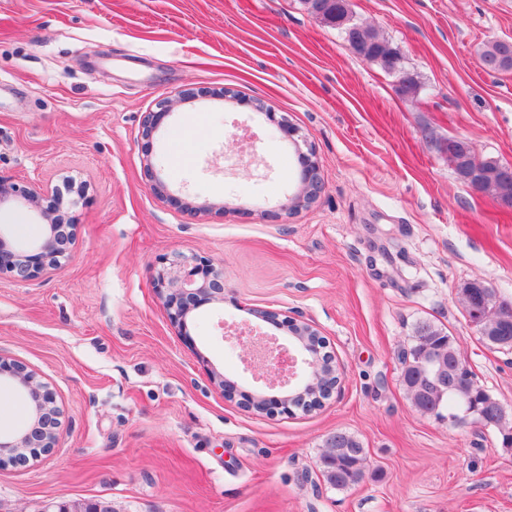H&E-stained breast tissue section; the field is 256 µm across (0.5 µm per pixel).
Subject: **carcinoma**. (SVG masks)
I'll use <instances>...</instances> for the list:
<instances>
[{
    "label": "carcinoma",
    "instance_id": "obj_1",
    "mask_svg": "<svg viewBox=\"0 0 512 512\" xmlns=\"http://www.w3.org/2000/svg\"><path fill=\"white\" fill-rule=\"evenodd\" d=\"M307 9L323 23L338 29L350 48L360 57L377 62L381 67L395 64L385 47V40L370 27L350 34L347 27L337 24L347 13L345 0H304ZM483 67L490 72L512 70V43L490 41L481 52ZM496 161L485 162L488 176L481 187L505 196L512 186H504L499 180ZM489 306L485 312L486 329L482 340L498 349L512 350V320L499 319L494 289H488ZM403 364L402 384L413 405L422 414L448 420V424L464 428L479 425L497 430L502 442L512 447V415L506 407L481 385L473 371L456 384L437 380L425 372L424 364L431 361L436 370H448L465 362L454 338L430 322L420 323L411 336L410 344L400 351ZM327 451L318 461L324 482L336 489H347L364 476L366 453L361 443L352 435L337 431L326 439Z\"/></svg>",
    "mask_w": 512,
    "mask_h": 512
}]
</instances>
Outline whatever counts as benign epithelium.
<instances>
[{
	"label": "benign epithelium",
	"instance_id": "obj_1",
	"mask_svg": "<svg viewBox=\"0 0 512 512\" xmlns=\"http://www.w3.org/2000/svg\"><path fill=\"white\" fill-rule=\"evenodd\" d=\"M170 113L169 104L162 100L157 111L146 113L143 135L150 138L161 121ZM441 153L456 160L461 177L468 184L478 187L485 173L481 161L474 156L470 142L461 137L443 140ZM303 162L299 189L283 205V210L292 214L311 204L321 193L323 183L319 165L312 149L301 154ZM84 192L73 185L65 190L47 193L35 186L13 183L0 177V206L21 199L40 212L48 223L49 234L40 242L14 248L0 233V276L9 275L15 282L34 280L61 264L69 257L74 243L76 224L68 219L69 210L78 203ZM46 200V207L41 201ZM155 286L163 299L171 324L181 336L188 335L187 318L199 307L224 301V270L209 261L185 257L157 272ZM289 335L297 339L295 355L290 357L289 379L275 378L282 366L280 357L267 355L255 360L249 339L240 338L244 347V358L250 361L251 370L258 371V378L270 380L269 387H291L288 394L274 398L275 404L284 412H291L290 405L297 396L307 397L317 392V384L324 377L336 376V370L324 367L319 355L316 332L307 324L294 319L285 322ZM7 382L28 402L29 420L20 428L0 432V467L5 465L25 466L42 455H48L57 444L56 429L59 425L60 409L54 393L35 379L22 362L0 355V383Z\"/></svg>",
	"mask_w": 512,
	"mask_h": 512
}]
</instances>
